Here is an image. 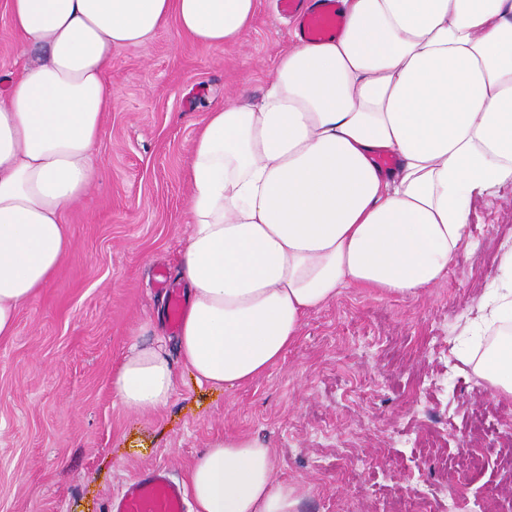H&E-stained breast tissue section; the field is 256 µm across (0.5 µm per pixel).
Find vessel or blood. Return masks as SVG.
Returning <instances> with one entry per match:
<instances>
[{
  "mask_svg": "<svg viewBox=\"0 0 512 512\" xmlns=\"http://www.w3.org/2000/svg\"><path fill=\"white\" fill-rule=\"evenodd\" d=\"M284 9L300 15L303 36L320 41L336 34L342 18L336 0H316L308 8L304 0H281ZM113 512H185V494L180 485L169 477L166 466L153 465L140 471L113 499Z\"/></svg>",
  "mask_w": 512,
  "mask_h": 512,
  "instance_id": "vessel-or-blood-1",
  "label": "vessel or blood"
}]
</instances>
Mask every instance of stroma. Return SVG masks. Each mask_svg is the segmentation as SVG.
<instances>
[{"label":"stroma","mask_w":512,"mask_h":512,"mask_svg":"<svg viewBox=\"0 0 512 512\" xmlns=\"http://www.w3.org/2000/svg\"><path fill=\"white\" fill-rule=\"evenodd\" d=\"M295 40L278 0H258L233 45L202 46L170 25L113 48L97 177L63 216L71 248L0 338V512H110L143 467L186 482L227 434L272 449L277 480L309 490L301 512H395L422 493L448 512L453 486L481 512L512 504L493 431L512 399L457 358L512 248L511 183L474 205L469 241L437 285L412 299L343 289L278 364L233 391L198 386L158 322L164 287L182 286L195 132L237 90L259 99ZM138 339L162 343L177 373L168 406L143 415L111 389ZM468 456L481 467H460Z\"/></svg>","instance_id":"obj_1"}]
</instances>
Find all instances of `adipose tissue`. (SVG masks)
Segmentation results:
<instances>
[{
    "label": "adipose tissue",
    "instance_id": "1",
    "mask_svg": "<svg viewBox=\"0 0 512 512\" xmlns=\"http://www.w3.org/2000/svg\"><path fill=\"white\" fill-rule=\"evenodd\" d=\"M344 24L297 39L260 100L209 112L192 146L186 311L177 344L198 385L263 376L306 317L345 288L403 299L438 284L468 238L470 205L512 181V0H337ZM29 57L0 79V336L71 247L65 211L96 178L113 48L175 24L235 44L257 0H7ZM461 361L512 397V250ZM112 393L167 406L163 347L133 344ZM194 512H299L271 448L231 434L188 472Z\"/></svg>",
    "mask_w": 512,
    "mask_h": 512
}]
</instances>
